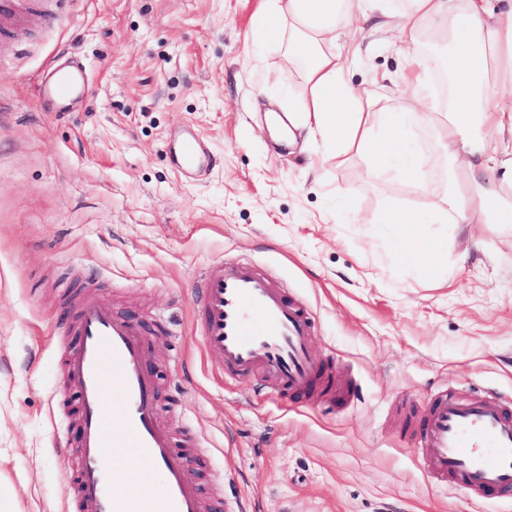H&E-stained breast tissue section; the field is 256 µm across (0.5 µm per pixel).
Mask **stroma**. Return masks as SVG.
<instances>
[{
    "label": "stroma",
    "mask_w": 512,
    "mask_h": 512,
    "mask_svg": "<svg viewBox=\"0 0 512 512\" xmlns=\"http://www.w3.org/2000/svg\"><path fill=\"white\" fill-rule=\"evenodd\" d=\"M261 0H0V489L17 512H89L68 352L98 295L149 340L160 420L202 512H512L423 463L441 395L512 407V223L432 224L415 183L359 159L310 168L267 115L301 109L299 71L253 43ZM354 86L402 80L395 35L364 23ZM90 72L72 112L35 91L57 61ZM210 148L177 172L176 132ZM348 218L337 223V209ZM230 259L312 318L310 399L204 351L199 273Z\"/></svg>",
    "instance_id": "obj_1"
}]
</instances>
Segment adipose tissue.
I'll use <instances>...</instances> for the list:
<instances>
[{"instance_id": "1", "label": "adipose tissue", "mask_w": 512, "mask_h": 512, "mask_svg": "<svg viewBox=\"0 0 512 512\" xmlns=\"http://www.w3.org/2000/svg\"><path fill=\"white\" fill-rule=\"evenodd\" d=\"M374 13L408 45L402 108L346 80L358 54L343 29ZM256 29L299 65L308 99L288 122L318 137L311 166L352 155L419 178L410 119L420 112L438 129L458 182L435 193L430 223H512V0H266ZM426 33L451 46V57L425 50ZM444 67L452 93L440 111L431 87Z\"/></svg>"}]
</instances>
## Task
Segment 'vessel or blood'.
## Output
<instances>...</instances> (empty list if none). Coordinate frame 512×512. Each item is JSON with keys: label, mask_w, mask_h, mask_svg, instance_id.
I'll return each mask as SVG.
<instances>
[{"label": "vessel or blood", "mask_w": 512, "mask_h": 512, "mask_svg": "<svg viewBox=\"0 0 512 512\" xmlns=\"http://www.w3.org/2000/svg\"><path fill=\"white\" fill-rule=\"evenodd\" d=\"M87 85L83 72L55 68L39 86L41 98L66 111ZM170 152L185 171L198 167L204 143L193 134L172 138ZM197 306L205 352L225 374L262 371L299 395L317 364L314 325L284 288L246 262L226 261L202 272ZM80 342L69 357L82 421L76 484L95 512H202L185 461L158 418L156 386L143 367L145 341L110 305L88 296L80 307ZM134 442L162 491L134 487L135 472L110 451ZM420 444L430 470L480 496H512V409L442 396L429 408Z\"/></svg>", "instance_id": "obj_1"}]
</instances>
